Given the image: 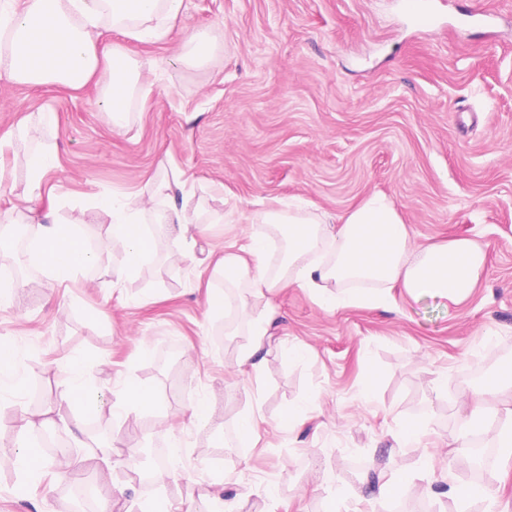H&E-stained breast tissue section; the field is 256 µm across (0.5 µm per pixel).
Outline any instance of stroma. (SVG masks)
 <instances>
[{
    "mask_svg": "<svg viewBox=\"0 0 512 512\" xmlns=\"http://www.w3.org/2000/svg\"><path fill=\"white\" fill-rule=\"evenodd\" d=\"M162 42L127 41L129 53L159 72L146 101L129 102L126 131L113 130L100 90L0 81V137L19 120L52 112L46 141L58 149L59 217L79 224L98 251L77 282L39 272L36 242L25 245L35 274L17 305L0 308V341L19 348L20 373L42 397L0 400V451L15 450L20 413H71L61 367L73 355L95 362L88 384L113 402L123 384L148 383L166 395L162 411L128 424L103 411L98 438L119 437L137 452L181 442L165 484L139 482L134 464L115 471L125 503L164 494L189 512L210 476L225 480L240 512H329L328 490L352 512H457L448 480H465L461 392L512 364V0H433L438 21L413 19L409 0H187ZM215 45L213 59H185L184 30ZM29 145L13 137L0 153V209L24 208ZM170 160L194 196L224 221L205 227L195 256L169 242L132 278L112 285L124 253L106 241L107 219L88 212L96 195L132 193L161 160ZM388 196L416 243L461 237L480 241L486 270L454 305L391 289L393 305L330 308L295 285L275 293L240 291L247 308L274 315L260 388L236 360L248 328L224 331V310L207 301L197 260L209 249L265 232L242 223L262 200L301 197L340 215L362 197ZM306 348L304 358L290 354ZM374 399H361L365 383ZM214 400L207 424L177 421L200 395ZM312 398V419L280 426L290 405ZM258 410L257 440L232 448L217 441L241 413ZM426 422L423 444L435 454L419 472V451L399 446L402 422ZM406 468L419 478L398 501H363L365 477ZM84 472L26 480L0 469V512H69L67 492ZM277 490L269 498L266 485ZM433 485L434 497L421 488Z\"/></svg>",
    "mask_w": 512,
    "mask_h": 512,
    "instance_id": "35a3bbf8",
    "label": "stroma"
}]
</instances>
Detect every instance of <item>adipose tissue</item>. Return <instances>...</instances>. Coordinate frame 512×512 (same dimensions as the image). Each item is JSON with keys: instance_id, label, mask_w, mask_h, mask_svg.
Here are the masks:
<instances>
[{"instance_id": "obj_1", "label": "adipose tissue", "mask_w": 512, "mask_h": 512, "mask_svg": "<svg viewBox=\"0 0 512 512\" xmlns=\"http://www.w3.org/2000/svg\"><path fill=\"white\" fill-rule=\"evenodd\" d=\"M185 8V0H0V79L71 91L91 82L101 85L105 90L103 110L115 130H125L129 114L115 105L113 96H133L148 87L154 64L131 56L123 45L101 46L100 39L104 33L114 32L137 42L163 41ZM55 123L52 112L19 121L18 135L33 145L27 157L24 190L28 207L22 216L11 209L0 210V223L32 225L44 274L65 281L77 279L92 264L94 254L78 227L62 225L55 204L44 201L53 192L50 177L60 168L55 146L44 141L45 130ZM186 187L182 171L162 164L133 199L101 195L91 201L90 210L111 219L107 242L124 251L122 263L112 271L114 282L131 277L153 260L169 238L194 243L201 220L198 212L186 206ZM255 221L282 234L286 247L278 267L266 261L269 235H250L237 251L208 261L216 282L208 291L211 307L223 308L228 288L271 293L293 283L321 291L331 284L343 288V296L330 301L334 307H389L383 291L397 285L413 297L432 295L457 303L470 294L484 272L485 253L479 241L456 238L415 244L394 204L381 193L361 198L340 216L318 211L303 200L275 198L265 202ZM146 224L157 225L158 233H143ZM239 317L249 323L252 341L240 352L237 366L257 382L267 368L262 350L272 313L243 310ZM91 371V362L81 355L70 357L63 366L66 397L76 411L56 420L68 431L70 447L59 467L65 471L86 459L95 460L96 473L106 490L104 509L112 512L125 493L124 485L113 477L119 449L113 443L91 448L83 431L84 422L106 406L87 388ZM504 392L512 393V377L490 375L483 385L466 389L463 403L467 412L462 425L481 428L505 416L507 422L498 431V441L502 454L511 458L512 400L501 401ZM163 403L155 387L131 384L123 387L113 407L124 420L137 423Z\"/></svg>"}]
</instances>
